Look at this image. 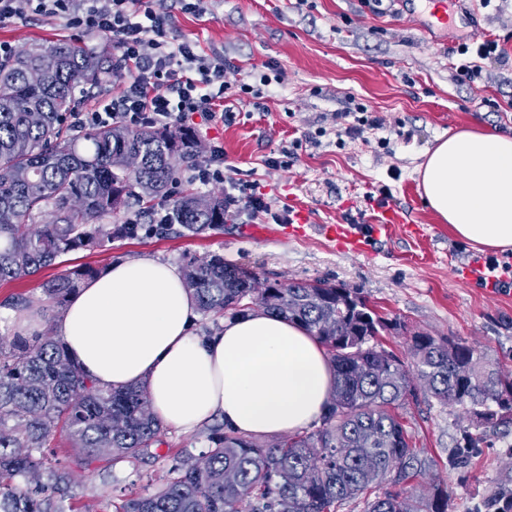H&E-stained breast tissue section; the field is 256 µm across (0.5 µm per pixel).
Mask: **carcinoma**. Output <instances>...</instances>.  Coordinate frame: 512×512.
<instances>
[{"label":"carcinoma","mask_w":512,"mask_h":512,"mask_svg":"<svg viewBox=\"0 0 512 512\" xmlns=\"http://www.w3.org/2000/svg\"><path fill=\"white\" fill-rule=\"evenodd\" d=\"M37 68L40 84L27 78ZM112 75L86 45L72 42L23 47L0 63V282L51 266L79 248H100L128 235L129 208L149 215L166 202L167 228L190 232L224 226V195L173 193L181 170L168 163L201 159L189 128L95 127L69 134L79 95ZM38 112L40 121H29ZM141 157L126 171L121 158ZM29 172L19 181L17 172ZM52 210L56 219L36 229ZM98 274L85 267L41 284L48 302L64 307L80 280ZM185 284L205 314L222 315L258 294L269 314L299 323L322 343L335 373V393L322 426L274 446L213 430L203 461L182 460L153 494L133 495L115 512H338L361 499L364 512H448V488L427 499L405 482L424 474L404 425L391 412L408 398L459 406L475 428L512 427V375L490 368L485 354L465 341L427 333L410 338L411 366L379 345L388 322L360 292L325 281L260 283L258 276L219 254L193 258ZM163 425L142 387L112 390L86 378L65 345L51 336L15 337L0 350V512H72L78 495L69 469L45 453L57 430L80 449L76 464L139 461L158 442ZM481 441L463 431L456 455L467 457Z\"/></svg>","instance_id":"obj_1"}]
</instances>
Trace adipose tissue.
<instances>
[{
    "label": "adipose tissue",
    "instance_id": "ef3b65f1",
    "mask_svg": "<svg viewBox=\"0 0 512 512\" xmlns=\"http://www.w3.org/2000/svg\"><path fill=\"white\" fill-rule=\"evenodd\" d=\"M417 173L428 205L458 238L512 248V136L438 138ZM198 303L179 268L151 255L88 278L54 319L81 372L102 387H144L161 422L189 434L213 418L243 437L319 420L333 374L302 327L260 312L196 329Z\"/></svg>",
    "mask_w": 512,
    "mask_h": 512
}]
</instances>
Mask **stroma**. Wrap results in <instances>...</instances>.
<instances>
[{
  "label": "stroma",
  "mask_w": 512,
  "mask_h": 512,
  "mask_svg": "<svg viewBox=\"0 0 512 512\" xmlns=\"http://www.w3.org/2000/svg\"><path fill=\"white\" fill-rule=\"evenodd\" d=\"M422 0H384L381 14L365 12L359 0H217L203 16L175 14L174 35L189 38L203 52H223L233 65L234 89L224 100L232 124L194 118L203 147L222 146L232 177L254 185L281 223L261 227L241 218L199 234L143 233L113 239L100 249H78L23 280L0 283V302L13 295L40 297L42 282L85 266L150 254L173 265L209 253L254 271L259 278L311 282L324 280L358 289L390 322L378 341L406 357L414 334L463 340L484 351L489 361L512 373V291L491 281L461 280L455 265L488 256L484 247L455 237L426 204L416 173L422 154L435 140L457 129L512 134V111H494L490 101L512 98V0L472 11L457 0L456 22L447 34L424 31ZM496 35L509 59L488 65L474 84L455 79L459 42ZM14 48L79 41L111 50L108 35H88L56 22L0 23V42ZM278 77L261 86V97L240 93L239 84L258 85L262 74ZM380 113L381 129L337 144L331 115L347 97ZM323 129L318 144L305 133ZM390 138L388 149L377 142ZM296 147L293 162H279L282 149ZM388 202L375 199L380 186ZM400 213L402 223L378 229L383 209ZM308 214L305 234L293 231L298 210ZM365 225L361 249L348 255L321 231L326 224ZM425 473L410 481L414 496L431 495L435 485L450 492L448 512H493L490 503L504 483H512V429L485 428V441L468 463L451 455L469 420L461 410L436 401L406 400L396 406ZM210 426L192 434L163 427L152 463L114 464L109 474L96 468L73 471L81 512L96 505L113 512L121 496L149 494L174 457L198 458L209 445Z\"/></svg>",
  "instance_id": "35a3bbf8"
}]
</instances>
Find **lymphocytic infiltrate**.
<instances>
[{
  "instance_id": "lymphocytic-infiltrate-1",
  "label": "lymphocytic infiltrate",
  "mask_w": 512,
  "mask_h": 512,
  "mask_svg": "<svg viewBox=\"0 0 512 512\" xmlns=\"http://www.w3.org/2000/svg\"><path fill=\"white\" fill-rule=\"evenodd\" d=\"M0 0V23L29 17L60 20L68 27L94 35L112 36L113 68L131 72L132 79L112 99L73 115L75 127L84 129L121 123L171 127L198 113L206 119L231 120V113H217L219 100L231 88L228 60L220 53L199 51L196 42L173 35L172 14L194 16L211 13L214 0ZM460 57L456 78L473 83L485 65L503 61L498 40L472 38L457 47ZM222 147L211 150L207 160L189 168L192 182L206 185L224 181V208L235 216L255 221L268 215L269 205L253 186L237 183L226 174Z\"/></svg>"
}]
</instances>
